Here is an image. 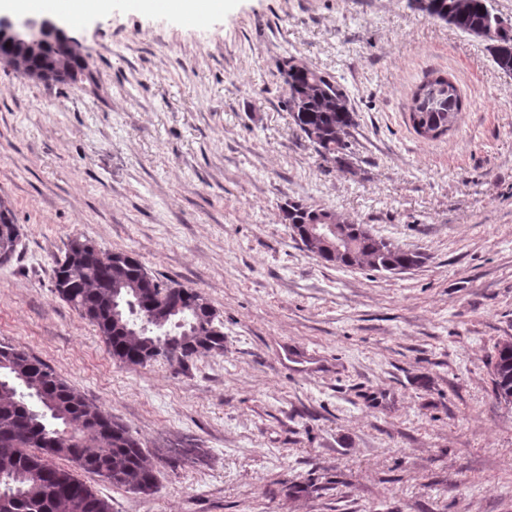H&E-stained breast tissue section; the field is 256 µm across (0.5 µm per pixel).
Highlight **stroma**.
I'll use <instances>...</instances> for the list:
<instances>
[{
	"mask_svg": "<svg viewBox=\"0 0 512 512\" xmlns=\"http://www.w3.org/2000/svg\"><path fill=\"white\" fill-rule=\"evenodd\" d=\"M89 11L66 32L92 80L0 65V198L20 244L0 264V342L129 425L159 490L85 475L112 512H512V408L493 392L512 336V73L407 0H224ZM354 109L349 168L283 105L284 60ZM464 99L440 141L407 103L430 71ZM293 200L423 254L398 274L330 266L282 218ZM136 254L202 292L224 351L181 369L114 361L54 290L70 240ZM179 441L208 452L171 464Z\"/></svg>",
	"mask_w": 512,
	"mask_h": 512,
	"instance_id": "35a3bbf8",
	"label": "stroma"
}]
</instances>
